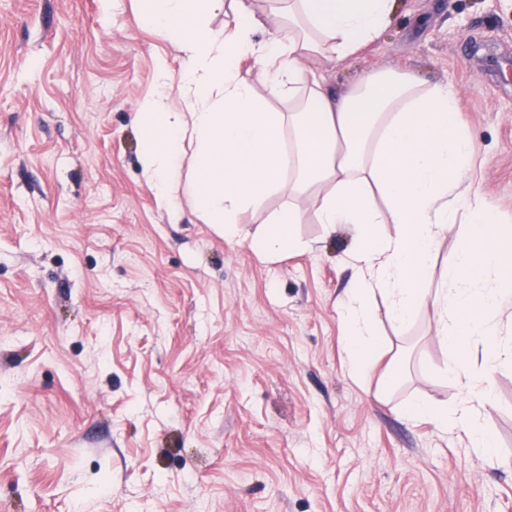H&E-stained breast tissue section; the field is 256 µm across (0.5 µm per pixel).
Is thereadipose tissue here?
Returning a JSON list of instances; mask_svg holds the SVG:
<instances>
[{
    "mask_svg": "<svg viewBox=\"0 0 512 512\" xmlns=\"http://www.w3.org/2000/svg\"><path fill=\"white\" fill-rule=\"evenodd\" d=\"M255 2L142 0L141 22L184 55L180 108L159 94L134 116L141 172L157 203L174 211L189 198L229 240L244 214H265L267 230L250 243L264 259L298 248L292 227L306 219L294 204L301 193H309L326 228L354 226L357 280L344 310L351 369L364 373L377 360L372 294L388 297L399 328L433 304L449 348L442 374L462 397L450 405L418 402L408 414L443 433L463 430L476 454L492 455L478 407L491 400L492 373L512 361V339L499 319L512 306V226L499 225L471 189L475 147L457 118L456 92L388 69L366 73L335 97L307 74L309 56L341 61L366 47L390 24L396 0H265L263 11ZM220 6L226 13L217 32L207 16ZM249 62L262 67L284 108L270 107L242 81ZM274 194L290 202L271 213ZM464 207L468 223L458 251L431 288L434 246ZM385 215L394 233L379 230ZM477 336L485 341L478 365L470 359Z\"/></svg>",
    "mask_w": 512,
    "mask_h": 512,
    "instance_id": "adipose-tissue-1",
    "label": "adipose tissue"
}]
</instances>
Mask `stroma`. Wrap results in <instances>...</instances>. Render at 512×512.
Returning a JSON list of instances; mask_svg holds the SVG:
<instances>
[{
    "label": "stroma",
    "instance_id": "stroma-1",
    "mask_svg": "<svg viewBox=\"0 0 512 512\" xmlns=\"http://www.w3.org/2000/svg\"><path fill=\"white\" fill-rule=\"evenodd\" d=\"M139 0H0V512H512V363L472 453L407 409L453 403L433 306L402 330L372 301L381 358L345 361L358 237L315 216L259 258L142 176L133 122L183 54ZM342 94L394 68L460 98L473 189L512 226V0H397L342 61Z\"/></svg>",
    "mask_w": 512,
    "mask_h": 512
}]
</instances>
